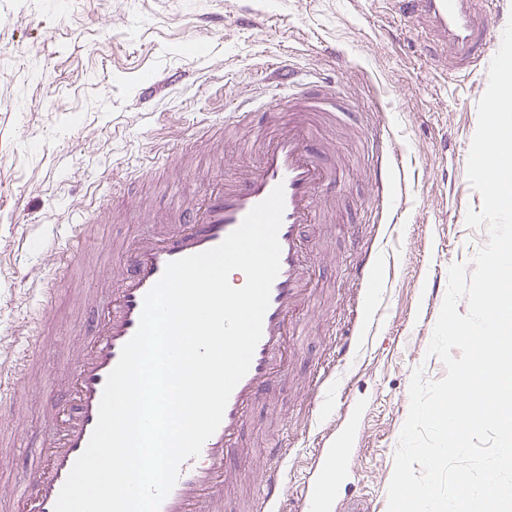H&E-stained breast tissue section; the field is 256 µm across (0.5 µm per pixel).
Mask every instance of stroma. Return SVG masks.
I'll list each match as a JSON object with an SVG mask.
<instances>
[{"label": "stroma", "instance_id": "35a3bbf8", "mask_svg": "<svg viewBox=\"0 0 512 512\" xmlns=\"http://www.w3.org/2000/svg\"><path fill=\"white\" fill-rule=\"evenodd\" d=\"M220 14L223 27L207 24ZM0 347L14 363L10 328L29 320L38 330L37 285L53 286L58 342L86 331L91 314L80 299L94 266L140 229L133 211L156 217L199 193L207 178L229 176L232 161L199 136L218 125L240 91L276 95L273 67L306 74L334 90L344 108L327 134L345 158L330 221L312 225L320 266L298 354L287 378L262 400L246 431L256 451L278 438L291 453L289 487L301 484L325 426L359 421L355 476L342 512H387L388 486L410 407L415 370L425 380L446 369L428 346L448 287V269L471 264L486 227L466 223L482 199L466 174L484 78L463 71L424 20L402 18L395 0H0ZM181 78L172 91L138 96L148 75ZM402 154L406 223L376 226L370 154L358 151L380 122ZM171 144L169 167L149 172L154 151ZM97 197L112 216L92 224L85 253L66 279L48 258L57 230L75 223L73 201ZM387 238L392 262L382 288L359 287L354 233ZM378 310L373 334L359 335L361 359L318 416H310L304 383L356 304ZM46 396L25 403L23 420H0V449H13L0 484L19 485L36 465L44 438ZM258 458H244L224 512H251Z\"/></svg>", "mask_w": 512, "mask_h": 512}]
</instances>
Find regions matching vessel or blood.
Masks as SVG:
<instances>
[{
    "mask_svg": "<svg viewBox=\"0 0 512 512\" xmlns=\"http://www.w3.org/2000/svg\"><path fill=\"white\" fill-rule=\"evenodd\" d=\"M407 15L427 16L434 30L448 38L465 64L488 71L501 46L500 38L485 37L473 9V0H401ZM331 95L311 89L302 82H289L288 91L275 98H240L224 113V126L238 132L237 139L224 143L237 162L235 176L210 181L200 194L190 197L170 218L154 220L141 213L145 232L124 243L116 261L94 270V286L87 297L93 311L89 332L71 338L68 362L41 379L29 370L45 349L57 344L53 336L29 333L19 325L17 334L25 344V368L12 370L0 363V414L14 416L18 400L52 389L55 399L44 412L49 429L38 450L39 462L21 486L0 485V500L13 512H54L67 476L85 450L98 418V409L109 373L116 366L124 344L137 330L145 294L174 260L207 251L219 245L242 222L247 213L265 200L275 187H283L285 209L278 238L280 270L270 293L263 319V332L246 375L232 391L223 420L205 442L198 457L180 468L177 481L159 512H224V496L233 459L246 456L245 429L259 401L285 375L291 347L301 332V316L312 301L310 282L316 257L307 245L303 230L319 223L328 199L319 189L335 181L336 164L323 139L314 132V117L326 112ZM265 116L268 135L257 148H250L244 134L253 113ZM374 166L377 212L388 223H397L406 208L403 166L397 150L381 134L370 141ZM95 205L85 206L83 221L71 225L55 250L63 267L86 249V222L98 218ZM351 248L362 259L354 269L363 283L377 282L378 258L386 244L377 238H356ZM358 346L345 339L329 350L322 370L312 375L314 400H322L332 386L340 385L337 363L356 355ZM325 448L316 449L313 463L296 496H289L284 469L287 445L272 442L262 452L258 495L251 512H286L284 503L294 499L293 512H335L349 484L350 438L328 430Z\"/></svg>",
    "mask_w": 512,
    "mask_h": 512,
    "instance_id": "obj_1",
    "label": "vessel or blood"
}]
</instances>
